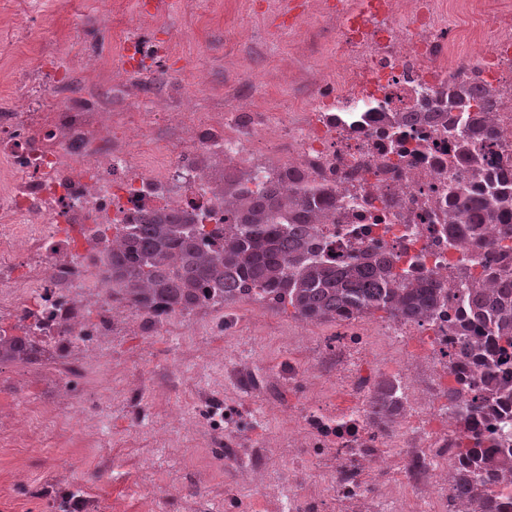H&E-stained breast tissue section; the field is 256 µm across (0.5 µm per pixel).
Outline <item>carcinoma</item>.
<instances>
[{"label":"carcinoma","mask_w":512,"mask_h":512,"mask_svg":"<svg viewBox=\"0 0 512 512\" xmlns=\"http://www.w3.org/2000/svg\"><path fill=\"white\" fill-rule=\"evenodd\" d=\"M501 93L490 83L460 78L448 85L445 109L448 141L455 144L454 164L483 173ZM268 176H240L205 209L158 208L139 224H112V241L89 237L112 295L143 312H173L265 301L313 322L372 316L428 321L445 291L437 282L414 278L391 253L358 251L342 262L319 243L320 225L328 223L336 193L319 188H288L267 183ZM224 215L209 227L205 220ZM490 238L500 251L512 252V196L489 189L472 193L464 183L448 187V244ZM466 280V315L454 331L467 332V321L481 320L487 335L470 343L473 359L488 370L458 380L450 391L469 407L455 418L460 441L453 485L462 512H496L498 488L512 485V453L493 443L468 442L469 412L497 398H512V269L478 277L454 267L448 279ZM41 347L29 324L13 333L0 327V364L38 360ZM380 415L397 416L405 406L395 383L380 386Z\"/></svg>","instance_id":"1"}]
</instances>
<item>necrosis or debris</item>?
<instances>
[{
    "instance_id": "necrosis-or-debris-1",
    "label": "necrosis or debris",
    "mask_w": 512,
    "mask_h": 512,
    "mask_svg": "<svg viewBox=\"0 0 512 512\" xmlns=\"http://www.w3.org/2000/svg\"><path fill=\"white\" fill-rule=\"evenodd\" d=\"M398 0H361L356 10L337 16L340 66L327 90L304 111L287 106L274 125L259 112H227L218 135L198 126L186 129L183 147L159 149L146 163L135 132H109L101 113L67 97L50 125L31 132L30 113L16 105L0 113V158L10 172L0 177V256L27 262V272L0 273V313L44 312L40 338L75 342L80 327L73 316L76 293L92 291L101 311L82 370L103 365L112 333V314L129 303L104 288L80 245L101 224H134L178 173L189 184L181 206L202 203L217 189L194 164L210 153L235 164L275 163L299 174L307 186L336 187V211L326 230L337 259L358 249L397 256L401 267L444 279L452 266L481 273L483 264L511 265L512 257L471 243L448 246V186L472 181L489 189L495 169L512 170V0H419L401 21ZM460 18L450 30L449 15ZM482 50L469 57L462 43ZM505 85L499 112L495 157L482 176L452 167L454 146L429 113L435 94L447 90L460 72ZM458 306L441 305L431 322L350 318L321 331L310 367L289 366V383L303 396L289 403V426L301 429L299 449L280 462L273 445L247 443L246 431L224 424V466L249 490L265 498L267 512H450L454 497L445 476L455 460L459 435L448 401L457 378L472 374L465 339L448 323ZM421 337V352L409 348ZM396 362L398 382L411 416L388 419L372 409L379 366ZM454 372L436 374L439 363ZM446 397L443 423L428 426L437 397Z\"/></svg>"
}]
</instances>
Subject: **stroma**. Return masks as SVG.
Wrapping results in <instances>:
<instances>
[{
    "label": "stroma",
    "instance_id": "35a3bbf8",
    "mask_svg": "<svg viewBox=\"0 0 512 512\" xmlns=\"http://www.w3.org/2000/svg\"><path fill=\"white\" fill-rule=\"evenodd\" d=\"M149 0H0V107L22 97L47 125L59 100L51 75L68 94L88 96L108 116L136 113L139 151L177 148L183 127L206 124L215 112L274 114L289 101L307 102L320 78L335 73L338 27L328 0H318L295 22L266 0H169L167 11H147ZM145 34L159 61L150 76L106 66L125 39ZM298 320L251 300L193 310L156 331L150 319L116 317L112 358L92 375L70 377L53 362H80L78 345L44 347L39 362L0 364V415L34 406L60 412L37 422L39 438L19 448L0 446V512H53L55 490L77 488L97 501L134 512L141 500L170 494L181 501L206 496L210 512L224 509V451L204 435L201 393L224 394V362L236 354L250 365L311 364L313 337L286 347L281 335ZM104 389L105 451L117 470L97 465L95 448H71L64 435L83 428L76 406L93 387ZM228 397V396H225ZM238 421L259 403L228 397Z\"/></svg>",
    "mask_w": 512,
    "mask_h": 512
}]
</instances>
